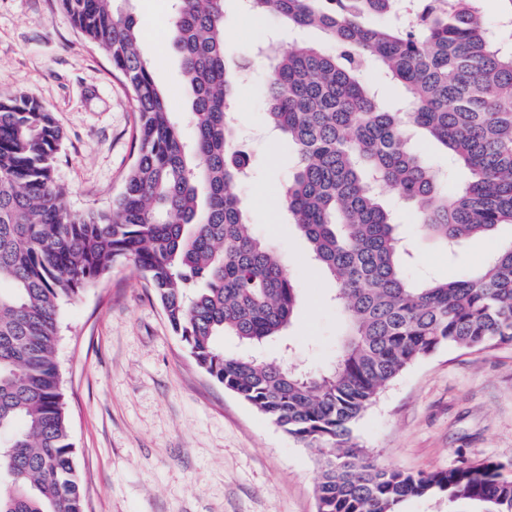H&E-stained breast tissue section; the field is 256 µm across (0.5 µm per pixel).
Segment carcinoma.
<instances>
[{
    "instance_id": "carcinoma-1",
    "label": "carcinoma",
    "mask_w": 512,
    "mask_h": 512,
    "mask_svg": "<svg viewBox=\"0 0 512 512\" xmlns=\"http://www.w3.org/2000/svg\"><path fill=\"white\" fill-rule=\"evenodd\" d=\"M114 0H59L131 93L137 154L112 209L72 213L55 181L63 138L50 110L0 96V512H85L55 360L62 299L119 259L145 273L197 366L321 461L318 512H397L445 494L478 512H512L506 465L448 471L385 466L352 439L355 422L411 364L444 346L512 344V245L452 281L411 279L413 246L382 201L389 187L449 256L512 224V53L463 0H247L302 38L262 46L268 126L295 154L282 202L346 318L321 371L252 352L280 338L299 302L282 256L258 237L236 194L248 175L231 113L224 0H179L172 26L194 137L186 141L138 50L140 28ZM375 65L406 101L364 81ZM446 148L464 186L448 192L412 138ZM234 338L227 354L219 340Z\"/></svg>"
}]
</instances>
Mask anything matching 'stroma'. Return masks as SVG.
Listing matches in <instances>:
<instances>
[{
    "instance_id": "stroma-1",
    "label": "stroma",
    "mask_w": 512,
    "mask_h": 512,
    "mask_svg": "<svg viewBox=\"0 0 512 512\" xmlns=\"http://www.w3.org/2000/svg\"><path fill=\"white\" fill-rule=\"evenodd\" d=\"M115 6L137 19L139 50L191 137L172 42L174 0ZM272 34L280 48L293 43L277 19L254 20L241 0H225L224 54L250 61L238 76L236 129L253 175L237 192L299 287L292 358L321 370L336 358L345 320L330 301L332 282L311 264L279 202L293 156L266 128L269 71L254 57ZM15 92L43 103L62 129L55 179L71 212L111 208L135 159L136 114L109 59L58 0H0V95ZM384 200L415 244L412 276L454 280L512 243V225L504 224L467 240L449 260L438 242L421 238L394 191ZM58 317L56 361L85 512H318V456L197 367L133 261L118 260L95 286L63 299ZM353 438L382 464L415 473L486 458L512 465V346L444 347L415 362L354 424Z\"/></svg>"
}]
</instances>
